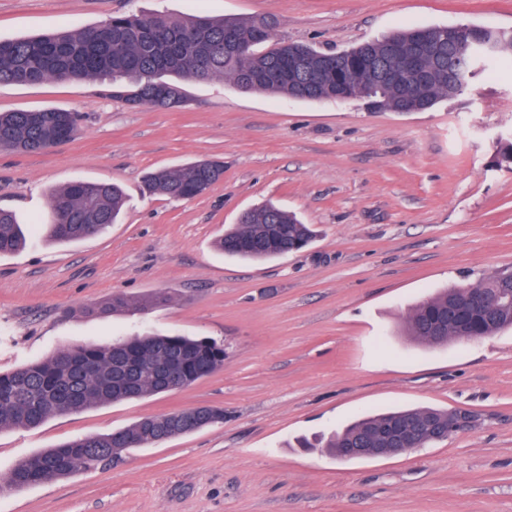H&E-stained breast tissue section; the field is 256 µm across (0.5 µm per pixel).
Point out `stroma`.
Returning a JSON list of instances; mask_svg holds the SVG:
<instances>
[{"instance_id": "obj_1", "label": "stroma", "mask_w": 512, "mask_h": 512, "mask_svg": "<svg viewBox=\"0 0 512 512\" xmlns=\"http://www.w3.org/2000/svg\"><path fill=\"white\" fill-rule=\"evenodd\" d=\"M119 13L264 16L274 40L342 51L400 28L512 30V0H0V39L86 26ZM183 107L136 108L98 80L0 85V112L78 113L75 137L43 154L0 150V208L49 222L52 190L121 185L120 223L61 244L43 232L0 256V372L58 349L131 334L206 337L224 365L172 393L0 431V479L19 461L80 436L200 405L224 420L122 460L22 490L0 512H512V329L427 347L401 333L410 307L512 266V63L423 112L361 101H302L187 81ZM224 162L207 194L144 191L152 169ZM317 235L264 263L215 239L264 203ZM168 302L86 318L115 293ZM396 407L460 409L473 428L381 458L340 461L299 448L352 418Z\"/></svg>"}]
</instances>
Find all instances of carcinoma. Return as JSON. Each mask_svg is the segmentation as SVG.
Here are the masks:
<instances>
[{
    "label": "carcinoma",
    "mask_w": 512,
    "mask_h": 512,
    "mask_svg": "<svg viewBox=\"0 0 512 512\" xmlns=\"http://www.w3.org/2000/svg\"><path fill=\"white\" fill-rule=\"evenodd\" d=\"M432 33L435 54L428 81L409 92V106L422 111L441 98L465 94L481 72L486 60L512 55V33L494 32L479 26L456 24L408 28L364 42L340 53L350 61L344 73L353 99H368L380 109L396 104L398 91L378 87L364 68L366 57L394 66L399 55L415 47L421 34ZM271 25L264 18H220L199 14L187 19L164 15L119 14L105 22L74 31L19 37L0 41V84L36 85L47 80L59 82L109 77L113 95L135 106L177 108L184 104L182 82L226 77L244 91H260L290 97L293 82L281 70L288 56V41L273 47ZM478 41L493 44L492 51L476 60L471 46ZM162 89L166 98L160 99ZM336 93V72L327 74L311 100L331 99ZM76 132L73 113L57 109L0 112V148L36 153L44 151ZM224 176V162L202 159L177 169L159 168L145 177L146 189L170 199H190L200 194L199 186ZM124 194L115 184L98 181L72 182L50 196L51 236L59 242H73L97 234L118 222ZM313 230L296 215L274 205L249 211L245 219L226 230L217 247L244 260L262 261L305 248ZM25 233L15 215L0 209V255L19 250ZM495 294L498 306L482 313L475 322L450 324L443 328V340L429 334V326L462 295ZM169 301L165 292L147 300L134 301L123 294L89 307L94 318L116 312L131 313ZM512 328V272L494 273L475 284L448 288L416 302L405 321L409 339L435 346L467 336H493ZM187 356L179 378L185 389L211 376L224 364V345L190 336L152 334L122 336L102 344L60 349L43 361L0 373V430L32 429L48 419L87 408L167 392L151 374V365L168 356ZM210 416L199 408L143 417L109 433L85 436L48 448L18 462L7 474L6 486L23 489L62 479L77 470L95 469L116 456L154 446L168 439L191 434L203 426L224 421V408L208 406ZM430 418L438 433L422 440L418 447L445 441L456 434L451 410L406 408L355 419L326 441L327 450H340L359 439L368 448H387L382 430L390 424Z\"/></svg>",
    "instance_id": "obj_1"
}]
</instances>
